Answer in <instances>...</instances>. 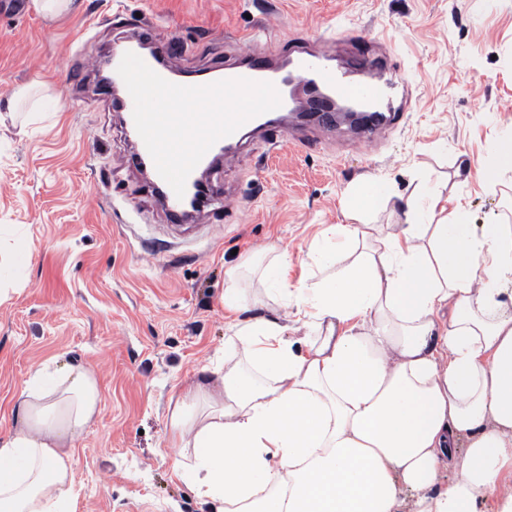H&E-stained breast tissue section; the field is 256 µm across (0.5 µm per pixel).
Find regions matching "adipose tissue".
Instances as JSON below:
<instances>
[{
  "label": "adipose tissue",
  "mask_w": 512,
  "mask_h": 512,
  "mask_svg": "<svg viewBox=\"0 0 512 512\" xmlns=\"http://www.w3.org/2000/svg\"><path fill=\"white\" fill-rule=\"evenodd\" d=\"M389 199L369 178L317 240L331 280L270 271L318 332L306 351L278 320L238 322L264 382L228 353L172 398V437L195 456L176 472L214 512H398L405 491L411 512H477L494 492L512 512V225L475 229L460 206L433 224L407 208L385 236L359 226ZM98 404L92 370L34 371L0 438V512H74L73 441Z\"/></svg>",
  "instance_id": "adipose-tissue-1"
}]
</instances>
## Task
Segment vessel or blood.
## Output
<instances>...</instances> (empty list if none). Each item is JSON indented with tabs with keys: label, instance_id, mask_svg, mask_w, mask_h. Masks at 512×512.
Masks as SVG:
<instances>
[{
	"label": "vessel or blood",
	"instance_id": "vessel-or-blood-1",
	"mask_svg": "<svg viewBox=\"0 0 512 512\" xmlns=\"http://www.w3.org/2000/svg\"><path fill=\"white\" fill-rule=\"evenodd\" d=\"M131 28V41L149 47L148 52L142 53V60L172 83L200 86L224 79L246 78L274 84L281 97L280 106L250 119L235 133L220 139L219 145L223 148L239 149L256 136L266 137L270 145L276 146L285 136L294 134L298 123L317 126L325 133L335 123L337 112L344 110L355 126L357 146L369 150L374 146L379 127L397 125L404 117L405 106L396 101L395 92L404 87L405 79L393 64L384 60L356 56L355 67L369 74L368 81L358 82L331 65L328 57L310 51L305 38L291 37L275 58L248 43L230 59L187 73H176L169 60L182 52V41L171 36L160 37L155 24L146 17L134 21ZM124 54L121 48L100 58L75 52L69 55L68 65L87 73L109 71L112 82L102 87L107 94L112 83L121 80L117 69ZM113 106L124 113L125 129L134 135L130 161L145 174L148 189L162 204L170 222L194 221L195 213L189 212L184 200L176 197L157 172L142 138L135 136L134 103L130 93L124 91L115 96Z\"/></svg>",
	"mask_w": 512,
	"mask_h": 512
}]
</instances>
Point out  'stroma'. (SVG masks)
Here are the masks:
<instances>
[{"mask_svg":"<svg viewBox=\"0 0 512 512\" xmlns=\"http://www.w3.org/2000/svg\"><path fill=\"white\" fill-rule=\"evenodd\" d=\"M138 14L184 42L180 69L231 57L250 35L272 55L306 37L345 69L371 40L404 73L405 119L371 152L343 129L308 149L250 143L209 175L235 212L167 223L127 163L122 113L96 75L73 78L66 65L77 50L106 55ZM30 84L36 120L0 124V247L32 251L0 279V437L38 366L92 369L99 411L75 441V512H201L174 473L194 452L173 442L169 402L241 347L224 309L227 273L241 271L251 315L288 323L267 268L284 252L289 283L327 277L311 245L343 223L364 178L390 188L387 207L365 218L385 234L400 230L409 202L428 223L433 193L475 227L512 220V171L493 186L478 177L512 135V0H74L55 20L31 0H0V108Z\"/></svg>","mask_w":512,"mask_h":512,"instance_id":"1","label":"stroma"}]
</instances>
